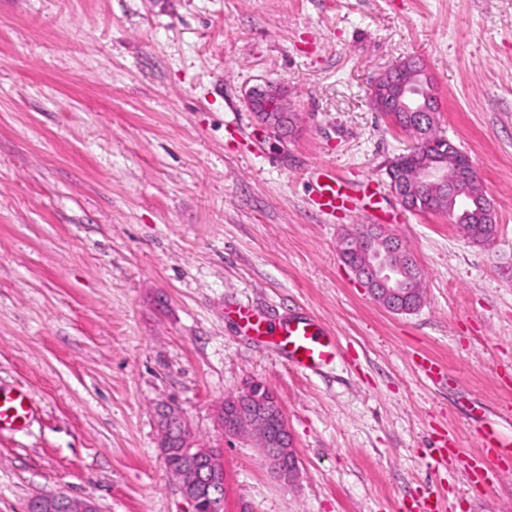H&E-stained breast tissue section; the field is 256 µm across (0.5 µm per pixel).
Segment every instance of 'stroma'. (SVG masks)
Instances as JSON below:
<instances>
[{"label": "stroma", "instance_id": "stroma-1", "mask_svg": "<svg viewBox=\"0 0 512 512\" xmlns=\"http://www.w3.org/2000/svg\"><path fill=\"white\" fill-rule=\"evenodd\" d=\"M419 59L437 128L470 158L496 214L491 244L405 208L390 161L410 141L373 86ZM288 96L265 126L257 86ZM377 204L324 215L323 170ZM381 224L424 274L410 313L383 308L341 260ZM309 314L338 353L296 370L231 314ZM435 365L426 375L420 361ZM258 381L298 456L276 477L217 410ZM30 392L0 432V512L60 493L98 512H190L159 455L157 407L220 449L224 512H512V471L472 489L441 440L480 457L512 410V0H0V388ZM376 247L367 224H358L346 230L341 235L338 245L343 262L346 257L352 265L364 264Z\"/></svg>", "mask_w": 512, "mask_h": 512}]
</instances>
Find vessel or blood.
Segmentation results:
<instances>
[{
  "instance_id": "vessel-or-blood-1",
  "label": "vessel or blood",
  "mask_w": 512,
  "mask_h": 512,
  "mask_svg": "<svg viewBox=\"0 0 512 512\" xmlns=\"http://www.w3.org/2000/svg\"><path fill=\"white\" fill-rule=\"evenodd\" d=\"M356 199L354 189L330 171L323 173L313 196L317 210L326 215L351 209ZM234 315L244 333L269 337L299 370L317 371L336 357L335 336L313 317L303 315L280 322L250 306L238 307ZM32 413L33 401L26 390L0 393V432L25 429ZM480 444L485 458L469 465V482L484 489L494 484L501 464H512V440L486 428L480 434Z\"/></svg>"
}]
</instances>
